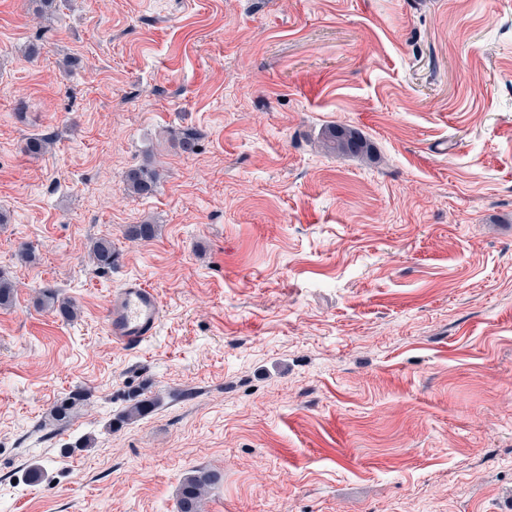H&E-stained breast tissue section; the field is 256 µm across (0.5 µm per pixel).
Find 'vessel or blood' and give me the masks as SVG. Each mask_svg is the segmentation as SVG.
I'll use <instances>...</instances> for the list:
<instances>
[{
    "label": "vessel or blood",
    "mask_w": 512,
    "mask_h": 512,
    "mask_svg": "<svg viewBox=\"0 0 512 512\" xmlns=\"http://www.w3.org/2000/svg\"><path fill=\"white\" fill-rule=\"evenodd\" d=\"M161 314L162 304L155 290L129 279L113 290L105 325L114 342L137 347L155 334Z\"/></svg>",
    "instance_id": "b4317fda"
}]
</instances>
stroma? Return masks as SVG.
I'll return each instance as SVG.
<instances>
[{
	"label": "stroma",
	"mask_w": 512,
	"mask_h": 512,
	"mask_svg": "<svg viewBox=\"0 0 512 512\" xmlns=\"http://www.w3.org/2000/svg\"><path fill=\"white\" fill-rule=\"evenodd\" d=\"M40 7L0 0V512H178L194 470L203 512H512V0ZM322 143L327 151L336 153L361 155L368 153L369 149L367 142L354 131L338 125L327 128ZM126 189L134 194L147 195L153 191L157 172L149 166L129 170L125 175ZM161 314L162 304L155 290L138 279H128L112 291L104 317L114 342L137 347L156 333ZM39 304L41 307L52 309L66 321H71L77 314L74 303L60 300L58 294L53 291H43ZM88 396L85 389L78 388L58 400L49 412V424L60 428L69 423L78 409L89 399ZM220 479L218 473L200 470H194L192 474L187 475L180 487L179 511L200 512L207 488Z\"/></svg>",
	"instance_id": "obj_1"
}]
</instances>
